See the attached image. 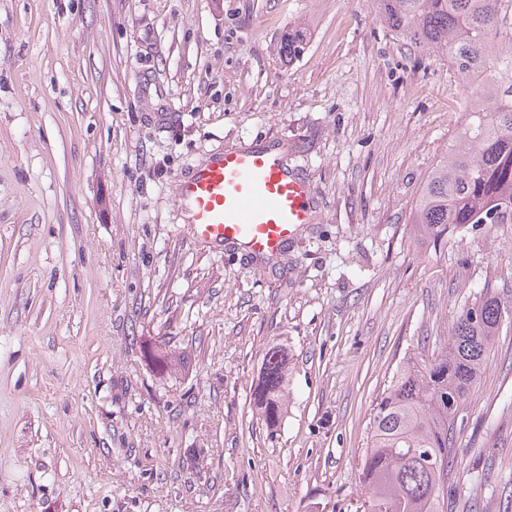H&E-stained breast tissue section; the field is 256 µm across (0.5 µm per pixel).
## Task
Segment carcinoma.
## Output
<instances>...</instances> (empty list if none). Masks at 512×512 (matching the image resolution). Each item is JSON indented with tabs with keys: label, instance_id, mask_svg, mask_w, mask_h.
<instances>
[{
	"label": "carcinoma",
	"instance_id": "carcinoma-1",
	"mask_svg": "<svg viewBox=\"0 0 512 512\" xmlns=\"http://www.w3.org/2000/svg\"><path fill=\"white\" fill-rule=\"evenodd\" d=\"M400 36L448 58L471 101L465 123L419 192L413 223L435 237L453 225L512 224V0H377ZM304 36L288 31L293 59ZM507 309L486 290L464 306L440 353L404 360L370 413L361 461L365 512H448L460 488L455 433L463 401L491 354ZM286 360L271 345L255 397L280 417Z\"/></svg>",
	"mask_w": 512,
	"mask_h": 512
}]
</instances>
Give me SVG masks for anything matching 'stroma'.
I'll list each match as a JSON object with an SVG mask.
<instances>
[{
    "instance_id": "stroma-1",
    "label": "stroma",
    "mask_w": 512,
    "mask_h": 512,
    "mask_svg": "<svg viewBox=\"0 0 512 512\" xmlns=\"http://www.w3.org/2000/svg\"><path fill=\"white\" fill-rule=\"evenodd\" d=\"M465 106L375 0H0V512H364L400 362L482 287L512 295V224L412 222ZM269 145L312 224L274 265L194 240L178 178ZM456 443L453 512H512V324ZM285 368L284 351L277 344L271 345L264 356L262 381L254 393L268 425L274 424L282 413Z\"/></svg>"
}]
</instances>
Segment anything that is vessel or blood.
<instances>
[{
  "instance_id": "1",
  "label": "vessel or blood",
  "mask_w": 512,
  "mask_h": 512,
  "mask_svg": "<svg viewBox=\"0 0 512 512\" xmlns=\"http://www.w3.org/2000/svg\"><path fill=\"white\" fill-rule=\"evenodd\" d=\"M191 236L275 256L314 219L311 187L273 150L226 151L177 183Z\"/></svg>"
}]
</instances>
